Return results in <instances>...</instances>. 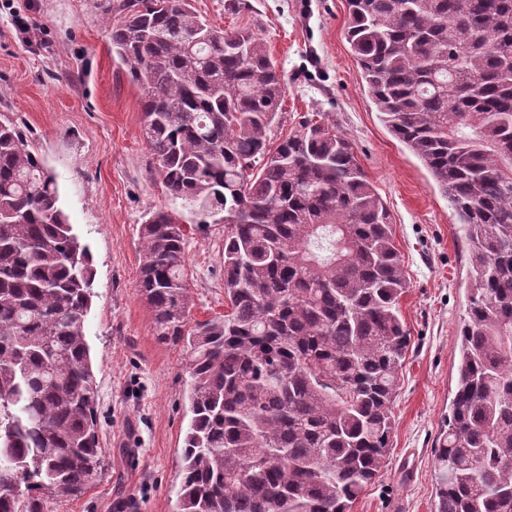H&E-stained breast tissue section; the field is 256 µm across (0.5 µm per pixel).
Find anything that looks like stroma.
Listing matches in <instances>:
<instances>
[{
    "label": "stroma",
    "instance_id": "35a3bbf8",
    "mask_svg": "<svg viewBox=\"0 0 512 512\" xmlns=\"http://www.w3.org/2000/svg\"><path fill=\"white\" fill-rule=\"evenodd\" d=\"M105 0H0V119L21 127L55 175L93 259L84 333L97 383L104 469L48 512H179L188 422V354L161 343L138 292L139 227L162 209L187 234L190 316L223 315L224 226L166 190L142 136L139 90L112 57ZM215 27L265 40L286 94L269 137L315 113L353 144L393 218L408 288L411 344L393 404L385 464L351 512H436L434 450L455 389L467 316L469 249L422 163L387 129L346 39L347 0H191Z\"/></svg>",
    "mask_w": 512,
    "mask_h": 512
}]
</instances>
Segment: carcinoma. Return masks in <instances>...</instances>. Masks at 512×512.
<instances>
[{"label":"carcinoma","mask_w":512,"mask_h":512,"mask_svg":"<svg viewBox=\"0 0 512 512\" xmlns=\"http://www.w3.org/2000/svg\"><path fill=\"white\" fill-rule=\"evenodd\" d=\"M347 39L391 134L471 245L470 303L436 450L437 512H512V0H347ZM169 194L224 218L229 311L188 320L187 237L139 227L159 341L189 352L180 512H350L380 471L409 336L385 203L352 144L303 115L257 33L190 0H106ZM93 268L45 161L0 121V512H46L103 471L83 326Z\"/></svg>","instance_id":"cac0c4a2"}]
</instances>
